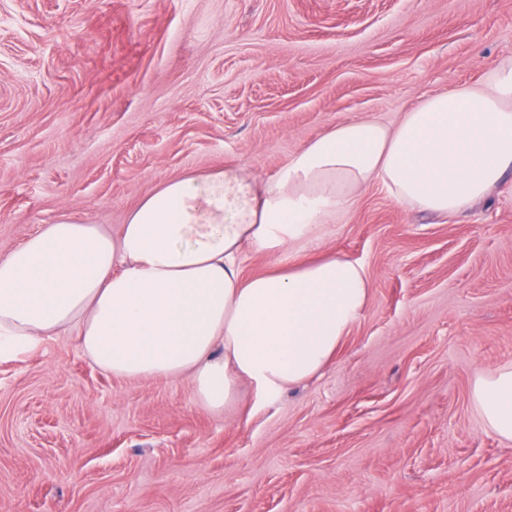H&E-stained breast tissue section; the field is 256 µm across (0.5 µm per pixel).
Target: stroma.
I'll return each instance as SVG.
<instances>
[{"label": "stroma", "instance_id": "35a3bbf8", "mask_svg": "<svg viewBox=\"0 0 512 512\" xmlns=\"http://www.w3.org/2000/svg\"><path fill=\"white\" fill-rule=\"evenodd\" d=\"M506 57L512 0H0V255L191 172L272 175ZM321 247L368 309L277 399L213 415L70 336L0 362V512H512V441L471 399L512 363V172L451 217L369 187Z\"/></svg>", "mask_w": 512, "mask_h": 512}]
</instances>
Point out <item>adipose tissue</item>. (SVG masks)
Here are the masks:
<instances>
[{
  "mask_svg": "<svg viewBox=\"0 0 512 512\" xmlns=\"http://www.w3.org/2000/svg\"><path fill=\"white\" fill-rule=\"evenodd\" d=\"M512 169V57L421 99L398 124H336L273 176L228 167L160 185L117 232L67 219L0 255V361L76 336L98 368L188 379L220 415L249 382L266 399L319 373L364 315L371 279L339 252L309 257L377 184L412 212L455 215ZM268 260L248 275L249 254ZM472 401L512 441V365Z\"/></svg>",
  "mask_w": 512,
  "mask_h": 512,
  "instance_id": "ef3b65f1",
  "label": "adipose tissue"
}]
</instances>
